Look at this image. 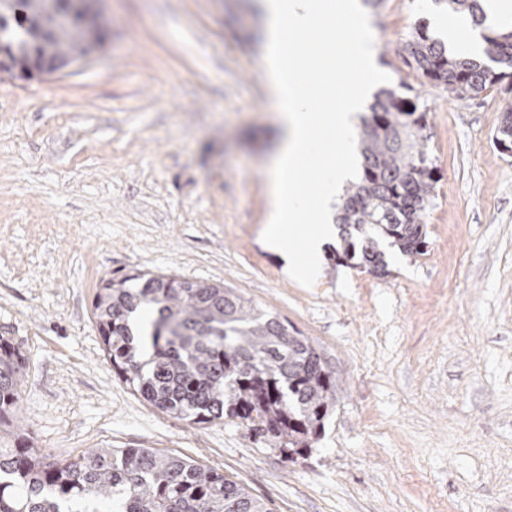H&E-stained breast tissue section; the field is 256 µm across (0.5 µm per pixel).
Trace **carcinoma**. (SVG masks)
I'll list each match as a JSON object with an SVG mask.
<instances>
[{"label": "carcinoma", "mask_w": 512, "mask_h": 512, "mask_svg": "<svg viewBox=\"0 0 512 512\" xmlns=\"http://www.w3.org/2000/svg\"><path fill=\"white\" fill-rule=\"evenodd\" d=\"M450 13L485 21L480 0H433ZM61 0H0V51L17 68L32 50L74 61L87 32L64 18ZM497 64L449 54L419 25L395 53L454 98L467 101L512 77V28L483 36ZM427 104L383 89L357 131L359 182L340 204L336 261L387 274L384 247L415 258L428 246L426 210L437 167L428 155ZM96 328L116 374L159 411L191 424L224 417L250 426L288 455L311 448L336 404L338 382L326 357L278 317L221 284L138 271L102 282ZM27 381L26 358L0 336V512H270L240 483L195 461L150 448H94L53 460L13 430Z\"/></svg>", "instance_id": "cac0c4a2"}]
</instances>
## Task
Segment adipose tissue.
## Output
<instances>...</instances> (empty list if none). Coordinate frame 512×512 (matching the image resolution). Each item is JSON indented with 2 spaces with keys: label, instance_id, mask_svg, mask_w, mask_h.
I'll use <instances>...</instances> for the list:
<instances>
[{
  "label": "adipose tissue",
  "instance_id": "1",
  "mask_svg": "<svg viewBox=\"0 0 512 512\" xmlns=\"http://www.w3.org/2000/svg\"><path fill=\"white\" fill-rule=\"evenodd\" d=\"M261 61L282 136L267 170L264 247L289 276L315 281L343 185L357 172L359 115L377 88L376 47L361 0H257ZM314 36L305 52L292 43Z\"/></svg>",
  "mask_w": 512,
  "mask_h": 512
}]
</instances>
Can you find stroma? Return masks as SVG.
<instances>
[{
    "label": "stroma",
    "instance_id": "35a3bbf8",
    "mask_svg": "<svg viewBox=\"0 0 512 512\" xmlns=\"http://www.w3.org/2000/svg\"><path fill=\"white\" fill-rule=\"evenodd\" d=\"M428 0L368 8L391 87H418L440 171L427 251L388 272L287 278L262 243L280 131L254 0H102L104 45L68 68L0 73V336L28 358L18 432L54 458L152 448L220 470L271 512H512V84L464 103L393 49ZM220 282L322 351L340 381L291 457L240 420L194 425L116 374L99 283L135 271Z\"/></svg>",
    "mask_w": 512,
    "mask_h": 512
}]
</instances>
